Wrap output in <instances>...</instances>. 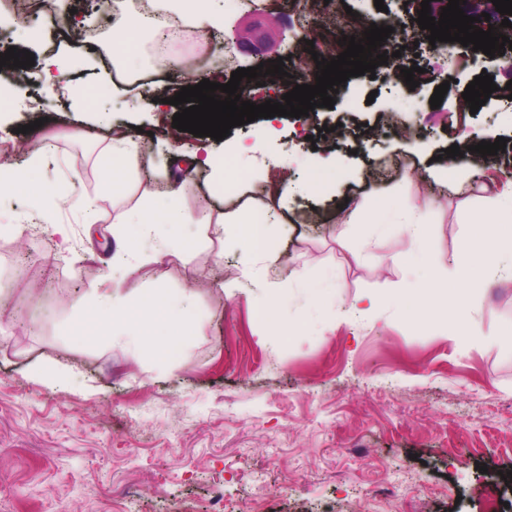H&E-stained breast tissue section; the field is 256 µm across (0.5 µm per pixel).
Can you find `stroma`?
<instances>
[{
    "label": "stroma",
    "instance_id": "obj_1",
    "mask_svg": "<svg viewBox=\"0 0 512 512\" xmlns=\"http://www.w3.org/2000/svg\"><path fill=\"white\" fill-rule=\"evenodd\" d=\"M261 2L257 12L212 0L228 36L218 45L228 72L288 57L303 35L297 0ZM15 20L0 11V55L11 47L33 53L26 89L43 111L0 96V113L12 115L0 137L15 169L13 184L0 188V512H57L62 501L69 512H113V489L126 487L127 512H213L219 498L224 512L250 502L261 512H348L354 503L363 512H512V481L501 478L512 472V256H502L504 274L471 311L495 335L442 328L438 305L411 323L396 302L402 283L420 280L428 264L450 265L475 231L468 214L478 191L434 178L436 156L461 134L491 129L506 140L499 165L512 168V101L493 97L474 112L462 97L475 76L501 85L506 72L470 48L425 41L401 52L405 66L425 70L418 111H396L400 81L381 67L339 85L316 125L279 117L262 139L256 123L233 127L208 146L237 186L257 180L263 159L289 161L286 171H269L292 186L274 248L243 253L232 224H179L114 257L103 248L113 201L130 207L145 198L164 213L167 199L148 193L159 174L182 180L179 204L189 211L220 213L233 195L187 171L200 140L172 126L178 108L169 99L182 74L157 61L154 30L134 28L126 50L96 13L63 37L44 16L21 27ZM52 55L65 57L58 78L77 88L78 100L50 94L41 67ZM117 59L166 104L135 90L115 97ZM443 83L449 90L431 107ZM125 121L147 132L151 163L132 174L103 172L111 127ZM323 124L329 133H319ZM44 136L52 150L29 167ZM239 141L256 145L253 157L226 154ZM332 153L345 163L335 195L309 193V164ZM380 181L398 202L417 191L436 200L424 264L409 265L413 241L390 225L335 220L339 201ZM61 196L76 203L56 214L68 229L62 249L53 225L33 221ZM5 224L25 230L14 236ZM106 277L131 300L155 288L181 294L192 324L175 369L133 357L121 341L74 340L83 302ZM271 286L278 303L263 322L250 299ZM365 295L384 301L350 312V300ZM46 365L62 375L51 387L37 375Z\"/></svg>",
    "mask_w": 512,
    "mask_h": 512
}]
</instances>
